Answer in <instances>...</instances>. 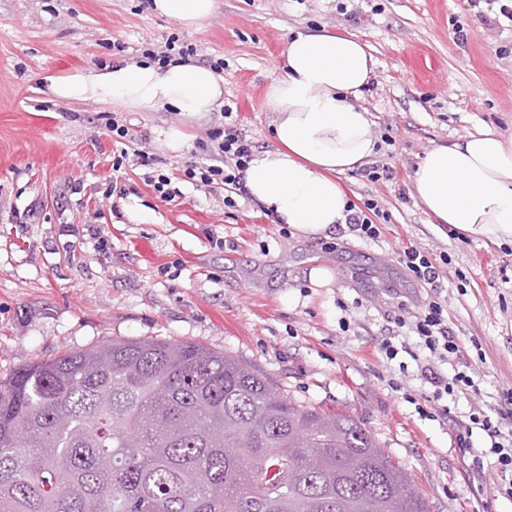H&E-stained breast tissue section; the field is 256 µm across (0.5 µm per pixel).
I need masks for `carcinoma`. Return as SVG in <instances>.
<instances>
[{
    "label": "carcinoma",
    "instance_id": "obj_1",
    "mask_svg": "<svg viewBox=\"0 0 512 512\" xmlns=\"http://www.w3.org/2000/svg\"><path fill=\"white\" fill-rule=\"evenodd\" d=\"M343 411L199 344L122 340L0 380V512H428Z\"/></svg>",
    "mask_w": 512,
    "mask_h": 512
}]
</instances>
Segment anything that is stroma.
I'll return each mask as SVG.
<instances>
[{"instance_id": "stroma-1", "label": "stroma", "mask_w": 512, "mask_h": 512, "mask_svg": "<svg viewBox=\"0 0 512 512\" xmlns=\"http://www.w3.org/2000/svg\"><path fill=\"white\" fill-rule=\"evenodd\" d=\"M152 0H0V378L19 365L114 339L195 342L246 362L293 400L357 415L396 458L430 512H512L485 466L490 447L472 410L512 427V245L432 223L413 190L430 148L491 129L512 135V0H216L198 27L155 12ZM327 28L367 45L375 59L360 103L378 141L375 163L337 177L348 200H375L389 215L377 240L337 224L319 236L285 230L250 196L184 182L205 162L198 141L228 125L257 151L272 148L275 114L265 94L285 72L290 36ZM197 64L223 60L224 103L237 114L188 119L167 108L68 103L50 78L139 59L167 38ZM116 118L133 149L161 159L182 195L148 186L152 168L112 170ZM176 126L181 151L162 144ZM124 193L110 194L112 182ZM223 248L211 245L213 237ZM414 244L447 254L440 290L413 281L395 260ZM328 271L318 285L312 269ZM440 293L448 326L465 346L476 390H458L447 413L427 402L417 336L398 327ZM348 329H341V322ZM391 339L396 360L376 348Z\"/></svg>"}]
</instances>
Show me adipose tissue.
<instances>
[{"label":"adipose tissue","instance_id":"1","mask_svg":"<svg viewBox=\"0 0 512 512\" xmlns=\"http://www.w3.org/2000/svg\"><path fill=\"white\" fill-rule=\"evenodd\" d=\"M374 67L366 45L325 29L289 41L285 73L266 92L276 145L254 154L245 173L250 196L277 223L317 236L344 220L348 200L336 177L376 152L358 104ZM49 91L63 102L167 107L190 118L224 103L223 78L190 61L76 69L52 78ZM414 191L436 223L512 244V137L481 132L431 148L416 169Z\"/></svg>","mask_w":512,"mask_h":512}]
</instances>
